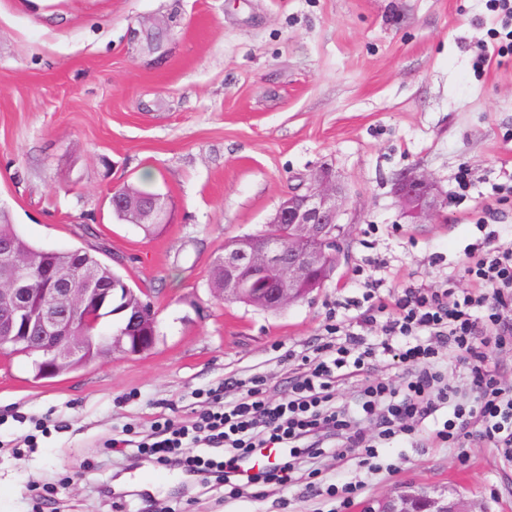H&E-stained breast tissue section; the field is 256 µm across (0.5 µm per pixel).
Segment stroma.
<instances>
[{"label": "stroma", "mask_w": 512, "mask_h": 512, "mask_svg": "<svg viewBox=\"0 0 512 512\" xmlns=\"http://www.w3.org/2000/svg\"><path fill=\"white\" fill-rule=\"evenodd\" d=\"M497 23L487 0H0V210L52 251L94 249L157 311L155 347L52 379L0 358V512H133L112 437L189 422L228 378L275 400L321 341L329 306L455 278L487 232L512 246V200L488 228L486 196L512 179V51L476 61ZM330 167L347 198L349 258L278 312L220 300L212 269L281 198ZM432 173L447 203L403 214V171ZM148 184L157 234L112 213ZM445 412L378 449V470L325 460L288 490L160 486L157 512H336L329 485L360 483L348 512L392 490L460 494L512 512V461L436 440ZM130 198L131 200H137L140 197L151 198L145 204L134 205L127 199L121 197H114L112 203L119 202L122 206L128 209H134L136 212V220L132 223L139 224L146 231L154 233L161 230L166 224H169L170 220L165 204L162 201V195L150 191L146 187H138L134 185H127L117 189L113 194H120ZM161 195V196H156ZM144 221V222H143Z\"/></svg>", "instance_id": "stroma-1"}]
</instances>
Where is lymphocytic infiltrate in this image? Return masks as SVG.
I'll return each instance as SVG.
<instances>
[{"instance_id":"obj_1","label":"lymphocytic infiltrate","mask_w":512,"mask_h":512,"mask_svg":"<svg viewBox=\"0 0 512 512\" xmlns=\"http://www.w3.org/2000/svg\"><path fill=\"white\" fill-rule=\"evenodd\" d=\"M467 272L470 287H406L390 302L377 297L378 283L368 282L362 297L349 301L366 315L347 328L329 311L327 341L315 356H302L305 370L283 397L269 399L253 381L239 380L237 397L208 406L192 424L167 422L138 441L113 439V452L236 492L269 484L284 489L296 469L324 458L370 466L373 439L415 436L445 407L452 416L439 441L457 446L474 419L478 439L512 459V389L502 385L484 351L491 341L502 348L512 343V247L487 241L470 256ZM384 358L402 367V381L368 379L373 362ZM452 358L469 370L470 400L439 384ZM358 376L365 383L351 403H337V387ZM265 448L278 449L276 462L250 468L249 458Z\"/></svg>"}]
</instances>
